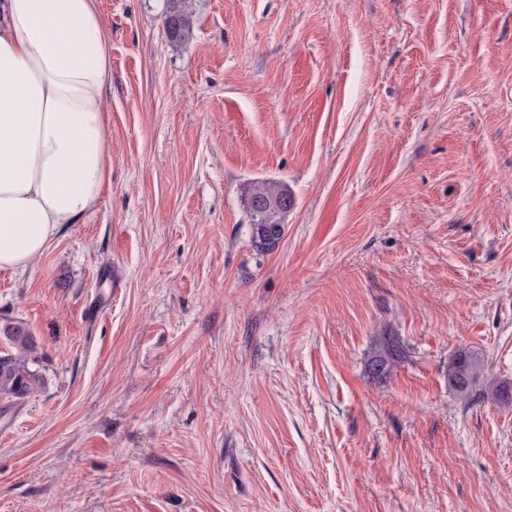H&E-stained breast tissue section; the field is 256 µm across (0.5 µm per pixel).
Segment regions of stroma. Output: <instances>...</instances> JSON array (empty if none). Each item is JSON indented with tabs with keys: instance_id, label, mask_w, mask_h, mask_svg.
<instances>
[{
	"instance_id": "1",
	"label": "stroma",
	"mask_w": 512,
	"mask_h": 512,
	"mask_svg": "<svg viewBox=\"0 0 512 512\" xmlns=\"http://www.w3.org/2000/svg\"><path fill=\"white\" fill-rule=\"evenodd\" d=\"M190 4L176 42L96 0L111 176L0 270L45 378L0 398V512H512V0ZM266 206L256 208L255 201ZM295 205L288 187L275 181H258L249 189L246 206L250 215V234L254 248L260 253L274 251L285 233V219ZM404 358L405 350L401 341L393 336H385L374 348L368 362L369 371L376 379H383L403 362ZM373 364H379L381 369L374 372L372 369ZM480 374L481 360L471 351L461 350L454 356L449 366L448 386L460 398L470 400Z\"/></svg>"
}]
</instances>
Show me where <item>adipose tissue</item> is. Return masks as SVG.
<instances>
[{
  "label": "adipose tissue",
  "instance_id": "ef3b65f1",
  "mask_svg": "<svg viewBox=\"0 0 512 512\" xmlns=\"http://www.w3.org/2000/svg\"><path fill=\"white\" fill-rule=\"evenodd\" d=\"M95 0H0V269L31 265L109 181Z\"/></svg>",
  "mask_w": 512,
  "mask_h": 512
}]
</instances>
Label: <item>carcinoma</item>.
Wrapping results in <instances>:
<instances>
[{
    "label": "carcinoma",
    "mask_w": 512,
    "mask_h": 512,
    "mask_svg": "<svg viewBox=\"0 0 512 512\" xmlns=\"http://www.w3.org/2000/svg\"><path fill=\"white\" fill-rule=\"evenodd\" d=\"M165 25L169 37L183 41L191 31V11L187 0H172ZM295 205L288 187L275 181H258L249 189L246 206L250 215V234L254 248L260 253L274 251L285 233V219ZM3 340L10 351L0 353V398L22 400L39 392L44 377L34 368L39 363V344L23 325L8 323L3 329ZM405 358L404 345L393 336L382 338L374 348L368 365L381 369L373 377L383 379ZM481 374V360L472 352L461 350L448 369V386L459 397H471Z\"/></svg>",
    "instance_id": "1"
}]
</instances>
